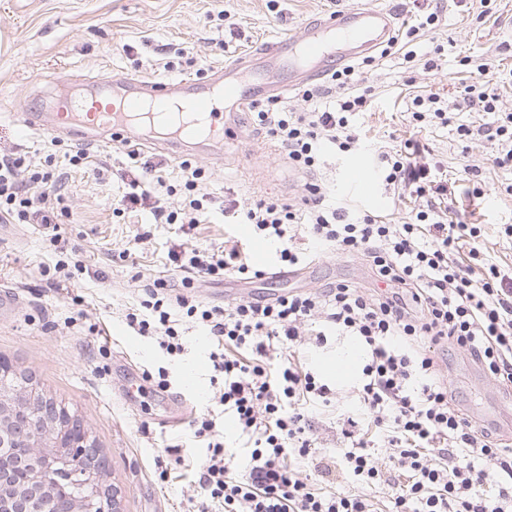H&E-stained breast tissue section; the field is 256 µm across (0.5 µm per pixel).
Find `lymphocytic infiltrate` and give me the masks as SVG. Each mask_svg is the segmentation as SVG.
Masks as SVG:
<instances>
[{"mask_svg":"<svg viewBox=\"0 0 512 512\" xmlns=\"http://www.w3.org/2000/svg\"><path fill=\"white\" fill-rule=\"evenodd\" d=\"M411 22L389 41L397 46L437 28L442 21L432 0H412ZM470 81L454 100L439 93L415 95L416 127L447 125L451 111L496 114L494 125L476 133L495 142L493 166L512 163V112L488 90L485 75L493 63L465 57ZM370 59L326 75L323 90L305 89L304 112L289 111L272 96L251 106V125L272 141L296 168L314 169L328 154L353 155L361 146L355 118L373 103L374 87L363 74ZM460 136L474 131L459 126ZM57 139L43 140L44 163L0 153V220L40 225L51 242L66 212L65 198L49 192L55 183ZM126 189L119 212L148 211L158 224L188 229L221 213L251 225L279 246L280 266L299 270L307 253L297 251L307 234L314 250L365 258L374 288L339 281L311 291L291 288L273 299L242 300L221 308L187 296L195 281L234 276L244 282L264 279L237 249L215 250L173 245L168 260L181 275L180 286L153 279L148 297L125 316L140 336L157 337L172 357L185 349L183 321H191L212 340L210 360L224 376L217 402L233 419L250 449L239 468L224 446L214 418L194 420L206 453L200 485L208 503L202 512H378L367 494L338 493L302 476L297 461L313 459L311 424L316 410L330 407L331 390L304 367L296 354L305 336L315 344L329 335L352 338L364 351L355 401L340 414L347 446L340 461L318 462L327 478L343 472L367 485L392 487L386 512H512V447L494 441L487 430L455 404L447 382L438 376L436 354L452 347L469 355L501 384H512V269L484 261L481 229L448 219L453 191L440 163L416 140L378 154V172L390 198H413L408 221L395 224L373 208L327 203V191L309 183L301 203L261 198L246 209L219 199L205 188L206 172L182 161L176 183H169L164 161H145L138 149L126 151ZM467 249L473 264H459ZM387 448L380 466L376 448ZM495 479L498 493L483 486Z\"/></svg>","mask_w":512,"mask_h":512,"instance_id":"1","label":"lymphocytic infiltrate"}]
</instances>
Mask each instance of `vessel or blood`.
<instances>
[{
  "mask_svg": "<svg viewBox=\"0 0 512 512\" xmlns=\"http://www.w3.org/2000/svg\"><path fill=\"white\" fill-rule=\"evenodd\" d=\"M394 25L391 11L367 0H349L335 15L266 44L260 53L269 67L286 72L291 80L316 81L330 66L380 47ZM265 70L245 58L203 79L164 82L107 75L92 81L86 95L73 99L65 111L22 105V124L29 130L122 146L146 140L157 130L164 152L181 158L191 144L216 147L236 140L242 113L281 90Z\"/></svg>",
  "mask_w": 512,
  "mask_h": 512,
  "instance_id": "obj_1",
  "label": "vessel or blood"
}]
</instances>
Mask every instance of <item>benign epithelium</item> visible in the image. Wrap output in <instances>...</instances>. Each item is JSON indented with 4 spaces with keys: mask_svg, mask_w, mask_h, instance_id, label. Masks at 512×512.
Here are the masks:
<instances>
[{
    "mask_svg": "<svg viewBox=\"0 0 512 512\" xmlns=\"http://www.w3.org/2000/svg\"><path fill=\"white\" fill-rule=\"evenodd\" d=\"M12 372L11 363L0 357V406L13 393L7 383ZM25 384L31 397L30 409L13 418L9 428L0 426V512H74L65 495L47 498L35 490L10 494L11 482L29 463L27 448L37 418H56L67 431L65 453L45 457L44 466L58 469L66 482L83 492L87 512H121L118 490L107 491L101 485L103 460L91 434L82 430L74 414L37 398L39 390L31 378H26Z\"/></svg>",
    "mask_w": 512,
    "mask_h": 512,
    "instance_id": "obj_1",
    "label": "benign epithelium"
}]
</instances>
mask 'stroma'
I'll return each instance as SVG.
<instances>
[{
	"instance_id": "1",
	"label": "stroma",
	"mask_w": 512,
	"mask_h": 512,
	"mask_svg": "<svg viewBox=\"0 0 512 512\" xmlns=\"http://www.w3.org/2000/svg\"><path fill=\"white\" fill-rule=\"evenodd\" d=\"M496 2V14L480 22L479 0L467 10L457 0H440L442 26L413 43L421 57L436 45L451 44L435 69L408 67L399 51L374 54L368 78L375 99L357 125L366 147L360 159L369 168L380 147L409 138L424 144L454 184L448 203L453 219L480 225L488 254L510 268L512 241L501 237L500 228L512 224V195L503 188L512 181V170L490 166L493 143L456 132L457 124L479 127L493 122V115L464 110L451 126L423 130L410 119L413 90L451 96L467 82L463 57L480 54L496 69H512V0ZM339 6V0H0V153L19 150L31 164L43 161L42 135L23 128L19 100H37L106 74L158 81L205 77ZM260 139L243 126L236 152L223 160L201 154L192 162L206 170L212 191L232 188L242 207L264 197L297 201L309 182L333 189L340 200L355 197L350 159L327 155L314 171H302L280 150L249 152L248 143ZM80 147L91 162L65 175L69 209L59 234L74 259L92 264L103 277L82 275L67 290L55 291L44 271L56 261L48 237L27 224L0 223V356L93 423L109 461L107 482L119 489L124 512H199L205 501L199 485L203 451L192 420L218 408L213 395L221 378L209 359L212 344L191 326L184 331V353L172 357L156 340L133 335L124 320L129 308L145 299L146 285L168 276L167 252L184 237L177 225L153 223L146 211L113 219L114 201L124 190V152L109 143L86 147L63 136L62 151ZM468 165L477 168L476 177L464 174ZM476 186L482 198L472 196ZM187 238L204 248H239L254 264L277 259L274 246L243 224H201ZM343 280L366 286L370 272L359 257L326 251L298 278L200 282L192 294L221 307L295 287L316 291ZM440 364L457 405L474 418L493 414L494 432L511 437L512 389L456 349L441 352ZM162 368L170 380L166 393L157 387ZM327 381L335 388V405L317 414L315 435L320 454L331 459L344 449L337 411L350 402V384L332 375Z\"/></svg>"
}]
</instances>
